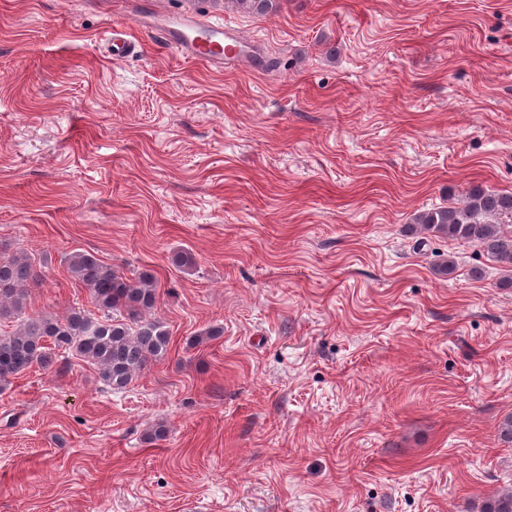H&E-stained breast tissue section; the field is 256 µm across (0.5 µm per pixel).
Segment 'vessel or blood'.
Instances as JSON below:
<instances>
[{
	"instance_id": "b4317fda",
	"label": "vessel or blood",
	"mask_w": 512,
	"mask_h": 512,
	"mask_svg": "<svg viewBox=\"0 0 512 512\" xmlns=\"http://www.w3.org/2000/svg\"><path fill=\"white\" fill-rule=\"evenodd\" d=\"M159 34L176 53L214 68L238 60L245 43L244 36L223 20H203L190 11L174 17Z\"/></svg>"
}]
</instances>
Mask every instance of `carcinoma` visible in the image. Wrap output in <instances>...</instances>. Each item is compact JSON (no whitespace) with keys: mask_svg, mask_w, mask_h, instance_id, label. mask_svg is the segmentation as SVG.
<instances>
[{"mask_svg":"<svg viewBox=\"0 0 512 512\" xmlns=\"http://www.w3.org/2000/svg\"><path fill=\"white\" fill-rule=\"evenodd\" d=\"M226 2L256 15L276 12L280 6V0ZM506 219L512 221V192L472 184L463 202L420 212L412 218V227L479 247L506 268L509 275L502 286L512 288V230H504ZM68 272L89 291L101 316L81 310L64 316L25 315L30 290L42 283L39 263L24 251L0 258V322L19 320L11 331L0 329V385L11 384L34 366L49 367L67 352L91 365L103 385L122 391L150 363L166 355L169 330L151 316L158 304L152 273L129 278L85 252L68 258ZM66 366L61 362V367ZM480 512H512V487L484 497Z\"/></svg>","mask_w":512,"mask_h":512,"instance_id":"1","label":"carcinoma"}]
</instances>
